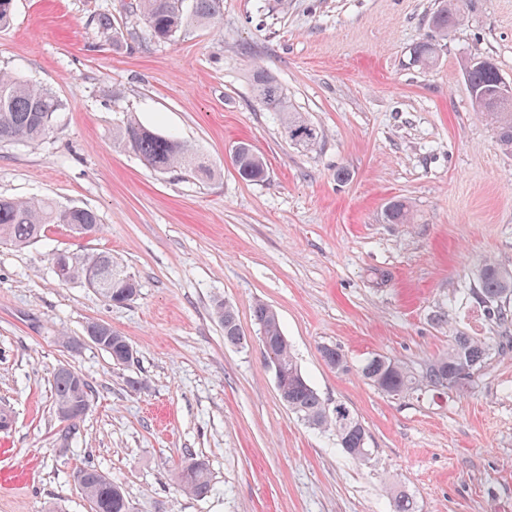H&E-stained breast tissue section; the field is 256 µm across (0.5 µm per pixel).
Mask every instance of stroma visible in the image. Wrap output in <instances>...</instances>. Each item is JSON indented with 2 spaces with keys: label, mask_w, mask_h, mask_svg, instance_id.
<instances>
[{
  "label": "stroma",
  "mask_w": 512,
  "mask_h": 512,
  "mask_svg": "<svg viewBox=\"0 0 512 512\" xmlns=\"http://www.w3.org/2000/svg\"><path fill=\"white\" fill-rule=\"evenodd\" d=\"M131 0H15L0 28V72L33 79L62 103L36 147L0 146V195L49 197L100 216L81 237L50 225L23 248L0 245V512H89L75 483L86 465L120 486L130 512H512V317L488 318L477 272L512 271V156L471 101L464 66L489 59L512 84V0H464L448 36L439 0H224L215 24L150 41ZM108 12L116 37L94 18ZM437 39L435 62L414 51ZM319 129L288 140L251 91L255 68ZM196 149L214 175L158 172L119 149L127 116ZM249 143L266 163L243 180L231 159ZM406 200L409 224H390ZM105 252L139 292L112 304L60 283L51 254ZM230 305L245 336L225 343L213 314ZM278 314L288 344L328 403L368 434L357 460L335 435L280 400L252 309ZM92 322L125 336L114 364L66 336ZM491 346L463 389L392 396L369 384L374 356L420 370L459 335ZM338 348L346 370L320 349ZM92 388L69 424L54 406L59 367ZM204 459L212 491L184 495L176 474ZM440 4V7L432 16L431 24L438 33L442 36H447L448 31L452 30L461 22L462 16L460 9L454 1L443 0Z\"/></svg>",
  "instance_id": "stroma-1"
}]
</instances>
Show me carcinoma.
<instances>
[{
  "label": "carcinoma",
  "mask_w": 512,
  "mask_h": 512,
  "mask_svg": "<svg viewBox=\"0 0 512 512\" xmlns=\"http://www.w3.org/2000/svg\"><path fill=\"white\" fill-rule=\"evenodd\" d=\"M223 0H192L186 9L184 0H135V10L147 22L148 34L157 41H168L193 25L211 24L221 15ZM462 20L460 9L454 0H441L440 7L432 16V27L441 35H448ZM437 44L426 40L415 50L416 61L424 66L433 63ZM467 84L474 106L492 124L501 152L512 155V93L505 87L498 68L487 59L467 63ZM252 94L260 105L282 112L285 134L292 142L306 147L319 140L317 129L305 121L300 113L288 109L286 94L281 85L268 72L258 68L252 75ZM62 104L51 89L28 80L0 73V145L24 142L41 143L53 127ZM118 146L139 157L156 170H186L201 177L212 172L190 146L170 137L147 129L132 117L126 119L115 132ZM239 175L249 182H262L266 165L251 145L239 143V153L234 158ZM390 224H409L413 215L403 200L390 202L385 212ZM48 224H64L70 230L82 229L97 232L101 228L99 215L87 207L58 205L50 198L18 199L0 195V243L17 247L26 246L42 237ZM103 281L98 292L113 304H123L133 299L139 283L106 253H89L81 258L69 259L62 281ZM478 291L487 313L498 320L507 319L506 310L497 302L512 295V271L494 262L485 263L478 273ZM213 314L224 327V342L231 345L242 343L243 336L234 311L222 301L214 304ZM253 316L258 330L265 336L266 358L281 367L282 388L288 395V408L310 427L328 429L336 436L337 444L349 456L363 460L370 454L367 432L358 417L345 404H326L301 371L288 340L283 333L278 314L263 302L255 304ZM99 342L117 364L132 359L127 350V340L112 331L108 324H99ZM323 360L330 367L343 370L346 359L333 346L320 349ZM489 345L472 336H457L448 353L415 373L397 361L386 357H374L361 367V376L378 389L394 395L411 393L424 383L448 389H460L468 383V377L483 367L489 358ZM53 391L57 411L90 401L91 387L76 372L60 367L53 376ZM76 481L81 494L87 500L90 512H129V504L120 487L94 466L79 470ZM181 490L194 497H204L211 492L209 465L191 458L177 474Z\"/></svg>",
  "instance_id": "1"
}]
</instances>
